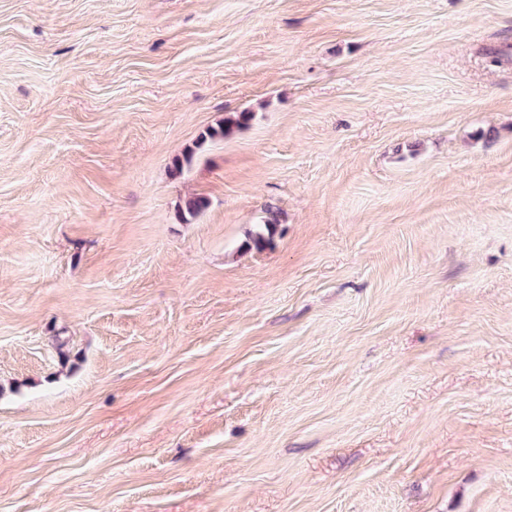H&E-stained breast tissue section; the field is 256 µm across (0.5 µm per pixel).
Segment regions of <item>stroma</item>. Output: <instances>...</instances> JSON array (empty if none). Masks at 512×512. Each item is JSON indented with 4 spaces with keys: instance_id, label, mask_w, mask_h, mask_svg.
Here are the masks:
<instances>
[{
    "instance_id": "obj_1",
    "label": "stroma",
    "mask_w": 512,
    "mask_h": 512,
    "mask_svg": "<svg viewBox=\"0 0 512 512\" xmlns=\"http://www.w3.org/2000/svg\"><path fill=\"white\" fill-rule=\"evenodd\" d=\"M0 512H512V0H0Z\"/></svg>"
}]
</instances>
